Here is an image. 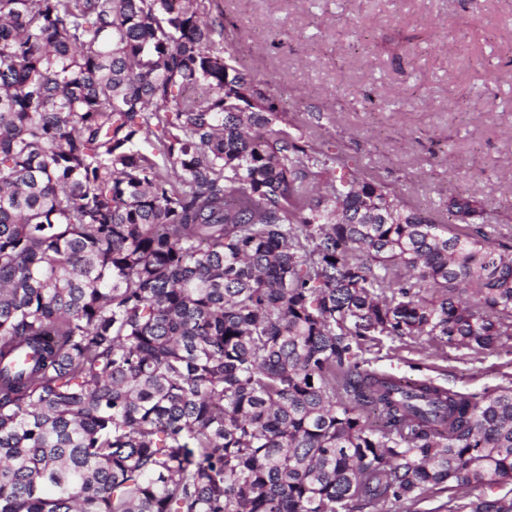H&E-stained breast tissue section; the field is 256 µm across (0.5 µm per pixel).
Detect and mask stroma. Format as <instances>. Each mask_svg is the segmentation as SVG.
<instances>
[{
	"instance_id": "1",
	"label": "stroma",
	"mask_w": 512,
	"mask_h": 512,
	"mask_svg": "<svg viewBox=\"0 0 512 512\" xmlns=\"http://www.w3.org/2000/svg\"><path fill=\"white\" fill-rule=\"evenodd\" d=\"M289 124L411 207L473 196L512 243V0H197ZM367 369L480 400L512 386V341L475 355L397 337Z\"/></svg>"
}]
</instances>
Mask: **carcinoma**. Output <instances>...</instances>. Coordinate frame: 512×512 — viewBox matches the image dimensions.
Masks as SVG:
<instances>
[{"label":"carcinoma","instance_id":"1","mask_svg":"<svg viewBox=\"0 0 512 512\" xmlns=\"http://www.w3.org/2000/svg\"><path fill=\"white\" fill-rule=\"evenodd\" d=\"M194 2L0 0V512H512V387L358 360L512 340V244L336 175ZM452 485L455 484L448 488L442 485L418 502H400L394 507L395 512H448V507L456 504L459 494V488Z\"/></svg>","mask_w":512,"mask_h":512}]
</instances>
